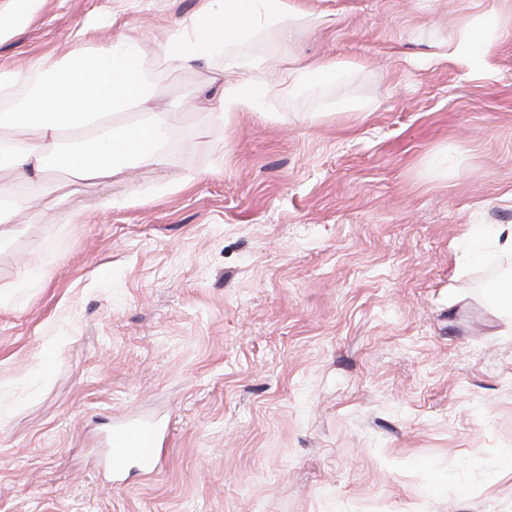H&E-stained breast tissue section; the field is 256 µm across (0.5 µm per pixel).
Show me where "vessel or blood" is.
Returning <instances> with one entry per match:
<instances>
[{"label":"vessel or blood","mask_w":512,"mask_h":512,"mask_svg":"<svg viewBox=\"0 0 512 512\" xmlns=\"http://www.w3.org/2000/svg\"><path fill=\"white\" fill-rule=\"evenodd\" d=\"M165 440L162 428L155 423H114L108 434V465L121 472L128 460H138L146 469H156L162 458Z\"/></svg>","instance_id":"b4317fda"}]
</instances>
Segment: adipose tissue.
<instances>
[{
	"instance_id": "1",
	"label": "adipose tissue",
	"mask_w": 512,
	"mask_h": 512,
	"mask_svg": "<svg viewBox=\"0 0 512 512\" xmlns=\"http://www.w3.org/2000/svg\"><path fill=\"white\" fill-rule=\"evenodd\" d=\"M496 7L475 17L458 36L449 38V59L481 70L497 34L505 24ZM312 18L298 0H201L188 19L160 37L119 33L105 44L83 40L62 58L41 56L23 70L0 67V169L13 172L22 186L13 193L0 186V242L10 236L14 212L40 201L47 188L45 172L69 171L75 178L104 182L128 165L158 166L169 144L168 113L152 111L143 89L146 57L181 69L199 61L222 58L215 72L217 121L238 112H258L276 91V74L295 30ZM274 34L273 50L259 62L248 51L253 39ZM257 65L260 77L245 81L241 68ZM138 103L141 120L130 127L108 126L93 139L65 142L64 128H82L111 117L116 109Z\"/></svg>"
}]
</instances>
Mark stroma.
Masks as SVG:
<instances>
[{"label":"stroma","mask_w":512,"mask_h":512,"mask_svg":"<svg viewBox=\"0 0 512 512\" xmlns=\"http://www.w3.org/2000/svg\"><path fill=\"white\" fill-rule=\"evenodd\" d=\"M270 121L211 118L206 64L163 167L46 175L0 244V512H512V314L485 292L512 225V35L441 46L488 0H300ZM198 0H40L0 64L150 37ZM344 60L317 80L304 60ZM111 198L110 211L96 208ZM80 223H66L70 213ZM168 429L105 483L108 430Z\"/></svg>","instance_id":"obj_1"}]
</instances>
